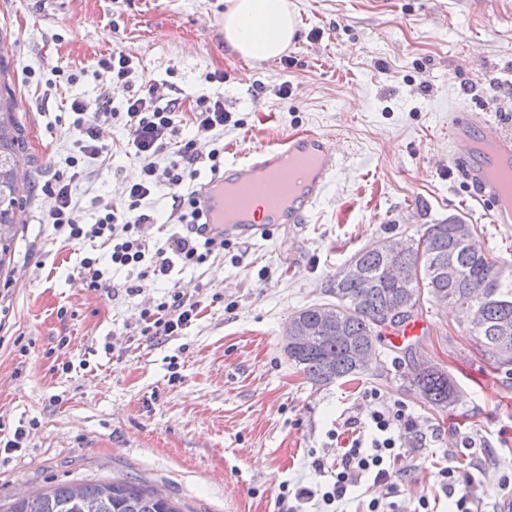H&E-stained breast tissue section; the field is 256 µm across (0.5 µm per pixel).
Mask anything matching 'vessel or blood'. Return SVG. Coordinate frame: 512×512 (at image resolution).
I'll return each mask as SVG.
<instances>
[{"instance_id":"b4317fda","label":"vessel or blood","mask_w":512,"mask_h":512,"mask_svg":"<svg viewBox=\"0 0 512 512\" xmlns=\"http://www.w3.org/2000/svg\"><path fill=\"white\" fill-rule=\"evenodd\" d=\"M448 140L460 144L449 161L477 188L490 223L512 226V132L476 112L454 113ZM286 168L294 172L288 182L280 178ZM338 169L323 135L294 132L226 161L210 182L196 187L194 199L208 233L228 240L265 237L271 227L307 223Z\"/></svg>"}]
</instances>
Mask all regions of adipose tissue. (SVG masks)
Listing matches in <instances>:
<instances>
[{"instance_id":"obj_1","label":"adipose tissue","mask_w":512,"mask_h":512,"mask_svg":"<svg viewBox=\"0 0 512 512\" xmlns=\"http://www.w3.org/2000/svg\"><path fill=\"white\" fill-rule=\"evenodd\" d=\"M224 6V43L244 59H278L297 38V15L289 0H224Z\"/></svg>"}]
</instances>
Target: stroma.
<instances>
[{
	"instance_id": "stroma-1",
	"label": "stroma",
	"mask_w": 512,
	"mask_h": 512,
	"mask_svg": "<svg viewBox=\"0 0 512 512\" xmlns=\"http://www.w3.org/2000/svg\"><path fill=\"white\" fill-rule=\"evenodd\" d=\"M291 2L297 40L252 64L224 44V0H0L25 129L18 161L34 186L11 272L0 276V438L29 431L20 449L0 453V499L131 476L182 512H282L286 485L313 487L308 512H331L320 494L334 481L344 421L394 404L416 421L393 465L401 512H422L424 498L451 512L437 479L450 463L475 478L480 512L512 496V380L481 361L455 308L424 305L413 343L458 384L444 412L394 366L312 384L282 340L289 317L334 302L330 279L376 240L416 239L457 215L491 255L512 260V229L489 223L448 165L449 109L512 128V0ZM118 50L137 87L179 99L183 119L200 96L223 98L234 122L198 133L203 149L221 144L229 158L291 132L323 134L341 167L310 223L232 241L136 293L125 270L87 288L78 273L87 245L46 224L42 186L69 178L89 222L138 178L118 119L101 126L107 155L77 176L68 164L72 99L105 92L117 107L128 95L96 77ZM214 72L223 82L209 81ZM175 289L199 303L191 326L168 339L136 335L142 310Z\"/></svg>"
}]
</instances>
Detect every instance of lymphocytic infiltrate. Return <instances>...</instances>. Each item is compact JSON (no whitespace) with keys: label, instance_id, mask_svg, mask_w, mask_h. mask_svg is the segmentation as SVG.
<instances>
[{"label":"lymphocytic infiltrate","instance_id":"1","mask_svg":"<svg viewBox=\"0 0 512 512\" xmlns=\"http://www.w3.org/2000/svg\"><path fill=\"white\" fill-rule=\"evenodd\" d=\"M111 115L108 96L98 97L91 103L72 102L71 125L79 139L78 153L69 159L70 167H79L107 153V145L100 141L99 123ZM120 117L128 132L129 149L141 162V176L126 185L122 206L106 207L94 223L86 224L77 215L78 204L72 197L70 184L58 179L44 186L45 192L55 198L47 221L57 233L70 240L98 239L109 248L107 258L89 252L79 261V272L92 289L101 288L113 270L127 269L137 272L139 278L156 279L169 275L177 263L185 268L200 266L208 256L223 250L225 244L223 237L202 235L200 228L205 224L204 218L195 209L192 194L181 191L184 184L197 178V165L201 160H208L211 171H218L223 149L214 147L202 152L197 139L183 133L178 100L165 99L154 86L128 97ZM162 182L173 189L172 215L183 230L169 237L151 254L142 232L145 226L153 224L154 218L143 210L142 202ZM196 312V302L181 292H172L156 308L142 311L140 333L153 338L179 335L190 326ZM412 426L413 420L404 406L374 411L370 420L373 437L366 443L353 435L359 427L358 421H349L347 428L352 435L331 489L319 496L309 487L298 486L292 491L295 501L303 504L319 497L328 505L340 502L349 488L357 486L367 474L372 475L374 482L393 486L394 474L387 460L394 456L399 438Z\"/></svg>","mask_w":512,"mask_h":512}]
</instances>
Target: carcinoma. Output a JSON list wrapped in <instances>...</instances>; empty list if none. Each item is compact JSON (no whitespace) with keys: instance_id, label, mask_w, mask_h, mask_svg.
<instances>
[{"instance_id":"carcinoma-1","label":"carcinoma","mask_w":512,"mask_h":512,"mask_svg":"<svg viewBox=\"0 0 512 512\" xmlns=\"http://www.w3.org/2000/svg\"><path fill=\"white\" fill-rule=\"evenodd\" d=\"M8 62L0 52V274L9 271L16 237L30 189L29 177L17 178L15 157L24 147V133L16 116L9 83ZM453 216L428 224L422 238L425 249L410 246L386 256L370 247L359 250L336 273L331 293L336 317L323 321L319 306L296 313L298 331L319 328L318 340L296 349L289 358L315 385L356 377L380 365L378 349L387 329L381 314L401 303L412 309L435 300L456 307L476 339L479 356L494 369L512 376V263L489 254L475 236L462 237ZM405 276L395 281L390 267ZM412 384L432 408L440 411L455 403L457 385L445 368L421 364L405 353ZM332 360L334 369L326 367ZM0 512H182L169 495L136 478L109 482L53 484L42 492L0 500Z\"/></svg>"}]
</instances>
